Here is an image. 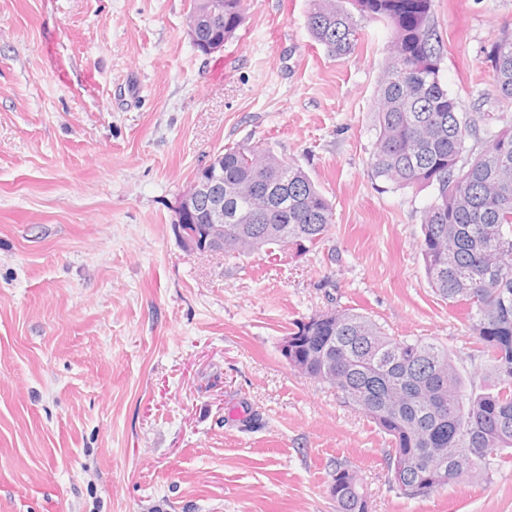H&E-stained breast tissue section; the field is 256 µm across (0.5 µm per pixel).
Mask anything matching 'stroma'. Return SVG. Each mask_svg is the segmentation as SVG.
I'll use <instances>...</instances> for the list:
<instances>
[{
  "label": "stroma",
  "instance_id": "stroma-1",
  "mask_svg": "<svg viewBox=\"0 0 512 512\" xmlns=\"http://www.w3.org/2000/svg\"><path fill=\"white\" fill-rule=\"evenodd\" d=\"M433 2L444 86L496 111L487 52L512 0ZM189 3L0 0V512H336L340 462L371 512H512L511 466L401 495L384 435L280 353L339 305L476 368L418 249L432 189L370 167L389 29L358 17V48L334 59L308 0H245L206 56ZM256 143L332 202L327 235L302 254L186 252L194 173Z\"/></svg>",
  "mask_w": 512,
  "mask_h": 512
}]
</instances>
